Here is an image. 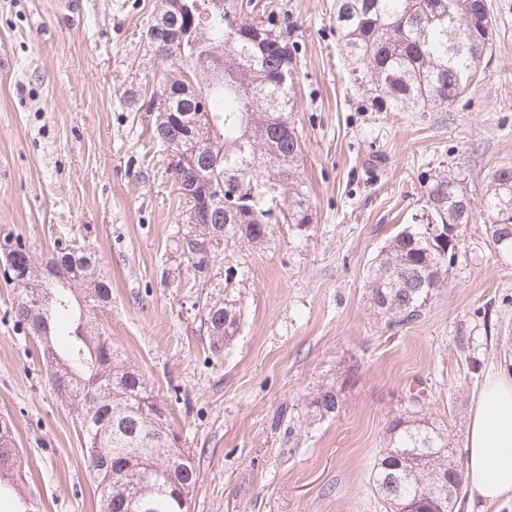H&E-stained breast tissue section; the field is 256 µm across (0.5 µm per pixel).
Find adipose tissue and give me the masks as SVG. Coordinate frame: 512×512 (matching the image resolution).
Here are the masks:
<instances>
[{
    "instance_id": "ef3b65f1",
    "label": "adipose tissue",
    "mask_w": 512,
    "mask_h": 512,
    "mask_svg": "<svg viewBox=\"0 0 512 512\" xmlns=\"http://www.w3.org/2000/svg\"><path fill=\"white\" fill-rule=\"evenodd\" d=\"M465 477L479 500L512 497V371L489 373L467 434Z\"/></svg>"
}]
</instances>
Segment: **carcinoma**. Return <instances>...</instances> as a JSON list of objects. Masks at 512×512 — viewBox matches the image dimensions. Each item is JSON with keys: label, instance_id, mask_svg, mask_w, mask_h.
Instances as JSON below:
<instances>
[{"label": "carcinoma", "instance_id": "obj_1", "mask_svg": "<svg viewBox=\"0 0 512 512\" xmlns=\"http://www.w3.org/2000/svg\"><path fill=\"white\" fill-rule=\"evenodd\" d=\"M223 8L202 16L203 32L161 58L170 68L166 83L187 72L194 96L173 95L167 110L210 115L220 136L211 142L215 167L189 171L210 190L216 208L229 211L224 242L260 246L272 236L288 207V223L311 224L308 189L299 171L302 140L292 121L297 52L288 46L277 6L253 0H221ZM340 52L367 79L380 112H435L448 108L474 81L492 49L489 21L473 17L471 0H336ZM426 205L377 254L367 279L370 302L399 332L420 322L449 273L447 225L469 224L462 180L432 176ZM484 212L493 247L512 249V166L488 178ZM22 267L8 271L16 287L12 314L40 347L49 381L60 400L73 406L83 435L84 458L98 493L100 512L114 500L133 503L131 512H189L185 501L199 479L198 462L171 441L167 406L152 394L144 376L118 358L109 338L94 331L90 313L112 301V283L99 275L96 252L57 244L40 262L22 243L8 249ZM83 288L77 297L75 288ZM223 312L205 304L210 348L224 349L240 324L238 299L224 295ZM336 393L324 391L313 404L324 414L337 410ZM389 441L371 474L383 512H437L440 501L462 494L463 462L448 434L417 410L388 425ZM132 465L109 473L113 459ZM23 463L14 423L0 416V493L22 479Z\"/></svg>", "mask_w": 512, "mask_h": 512}]
</instances>
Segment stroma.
<instances>
[{"label": "stroma", "mask_w": 512, "mask_h": 512, "mask_svg": "<svg viewBox=\"0 0 512 512\" xmlns=\"http://www.w3.org/2000/svg\"><path fill=\"white\" fill-rule=\"evenodd\" d=\"M0 0V240L47 259L57 241L101 257L111 308L94 321L167 405L200 462L190 512H381L370 476L411 394L464 448L488 371L512 365V256L490 244L487 175L512 165V0H488L493 54L445 112H374L339 57L334 0H275L294 42L295 125L312 226L261 246L183 251L187 206L153 136L145 40L161 0ZM462 178L476 214L425 318L396 333L365 288L371 262ZM239 295L232 341L209 349V298ZM0 279V416L16 425L42 512H99L73 407L14 326ZM337 394L340 408L313 401Z\"/></svg>", "instance_id": "obj_1"}]
</instances>
